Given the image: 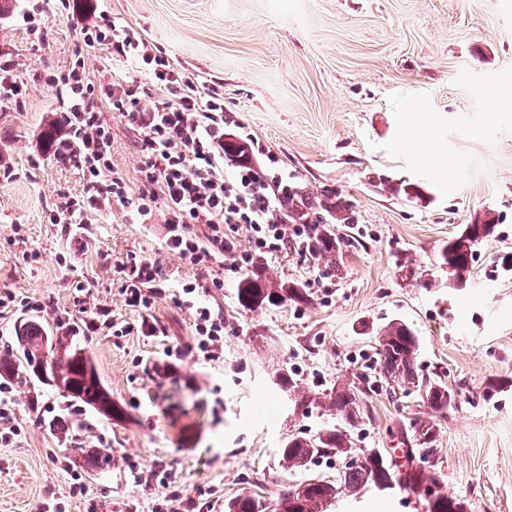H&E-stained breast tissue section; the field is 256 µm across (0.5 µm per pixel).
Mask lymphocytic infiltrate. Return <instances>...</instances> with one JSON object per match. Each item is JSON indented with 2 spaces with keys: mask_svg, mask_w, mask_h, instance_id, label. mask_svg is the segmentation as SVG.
I'll list each match as a JSON object with an SVG mask.
<instances>
[{
  "mask_svg": "<svg viewBox=\"0 0 512 512\" xmlns=\"http://www.w3.org/2000/svg\"><path fill=\"white\" fill-rule=\"evenodd\" d=\"M59 12L77 29L82 43L105 52L109 60L136 68L133 76L104 70L98 81L86 76L85 60L76 57L68 70L45 73L62 110L54 137L56 162L81 171L79 196L59 195L43 210L47 223L60 225L76 249L88 245L87 225L102 207L126 209L134 223L162 219L163 247L198 271L193 280L172 288L159 262L131 256L119 268L125 306L138 311L139 323L121 320L111 306L90 303L88 284L73 283L75 318L58 319L75 336L156 335L151 309L170 298L189 312V351L206 361L224 356L228 322L221 307L200 296L201 275L223 288L224 272L250 270L255 258L293 252L307 255L310 227L289 224L284 203L291 182L274 153L266 164L252 163L258 144L235 113L224 108L222 84L202 81L178 69L166 51L143 31L101 7L84 10L79 0H59ZM28 81L16 55L0 50V105L24 104ZM117 112L137 133L139 187L130 189L112 165V127L104 110ZM236 140L242 157L227 159L225 140ZM247 238L249 250L237 248Z\"/></svg>",
  "mask_w": 512,
  "mask_h": 512,
  "instance_id": "f902f5d3",
  "label": "lymphocytic infiltrate"
}]
</instances>
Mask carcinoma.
Masks as SVG:
<instances>
[{"mask_svg": "<svg viewBox=\"0 0 512 512\" xmlns=\"http://www.w3.org/2000/svg\"><path fill=\"white\" fill-rule=\"evenodd\" d=\"M343 201L319 198L307 187L296 185L288 194V215L291 220L308 219L314 224L312 253L316 258L333 261L342 251L343 240L331 224H346L341 215ZM495 218L486 215L472 238L459 234L450 240L440 254V265L451 269V275L461 285L469 279L476 259L477 246L495 232ZM238 304L245 310L257 311L268 305H309L312 298L306 289L294 282L275 280L267 272L263 260L255 261L250 274L240 280L236 289ZM18 353L0 357V375L19 371L22 363L34 368L40 359L48 360V380L59 394L79 401L100 413L117 418L122 408L112 401L110 393L99 379L91 358L82 348L50 336L33 321L19 325L15 331ZM419 342L409 327L389 322L379 332L375 346L374 372L383 381L393 380L406 392H416L435 414H444L451 404V394L442 380L420 373L417 364ZM325 408L340 421L339 426L326 427L314 435L289 437L279 449L282 469L296 472L307 469L316 460L334 457L341 461L336 477L311 476L280 491L272 500L246 494L224 502V512H326L328 503L339 495L355 493L372 484L381 489L399 486L419 497H426L427 488L436 486L441 476L439 460L432 459L427 467L415 462L416 456L434 453L435 429L419 424L414 432L415 447L409 449L404 462L399 463L379 450H360L354 463L346 462L345 448L354 447L351 430L363 420L367 404L358 386L334 387L325 394Z\"/></svg>", "mask_w": 512, "mask_h": 512, "instance_id": "cac0c4a2", "label": "carcinoma"}]
</instances>
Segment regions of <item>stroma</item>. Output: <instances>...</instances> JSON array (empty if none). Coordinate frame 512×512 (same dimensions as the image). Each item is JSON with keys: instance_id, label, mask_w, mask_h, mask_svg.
I'll return each mask as SVG.
<instances>
[{"instance_id": "1", "label": "stroma", "mask_w": 512, "mask_h": 512, "mask_svg": "<svg viewBox=\"0 0 512 512\" xmlns=\"http://www.w3.org/2000/svg\"><path fill=\"white\" fill-rule=\"evenodd\" d=\"M36 0H0V48L29 74L24 106H0V295L39 297L35 321L54 330L73 312L72 283L135 321L124 304L118 264L156 258L173 283L194 270L161 247L162 224H133L117 207L90 225V247L77 253L42 208L57 194L78 195L81 174L43 150L60 116L43 70H67L76 53L98 79L103 53L83 46L65 18L50 20L43 42L11 21ZM115 16L143 29L184 71L223 84L224 107L274 152L295 183L343 198L353 223L336 225L344 245L331 295L312 290V305L237 304L239 278L225 274L206 301L223 305L230 328L224 357L170 361L192 319L173 300L156 304V336H81L102 383L124 407L120 418L61 397L37 381L12 379L24 427L0 447V512H39L61 498L66 512H155L169 490L151 473H175L189 499L214 487L211 512L242 494L273 498L301 472L284 471L278 450L291 435L334 425L319 400L334 386L370 373L375 339L396 320L419 339L423 374L440 376L453 396L432 413L417 395L366 396L368 416L353 432L356 448L393 455L410 445L420 421L436 428L439 490L467 512H512V0H103ZM112 161L138 187L136 133L117 113ZM41 159L32 167L31 159ZM407 182L418 196L393 192ZM499 217L478 249L465 287L438 264L448 240L478 214ZM274 278L306 284L327 261L291 253L266 256ZM288 373L294 392L280 388ZM112 451L110 468L86 462L93 447ZM67 458L90 489L69 493L53 460ZM401 488L367 486L342 495L327 512H426Z\"/></svg>"}]
</instances>
